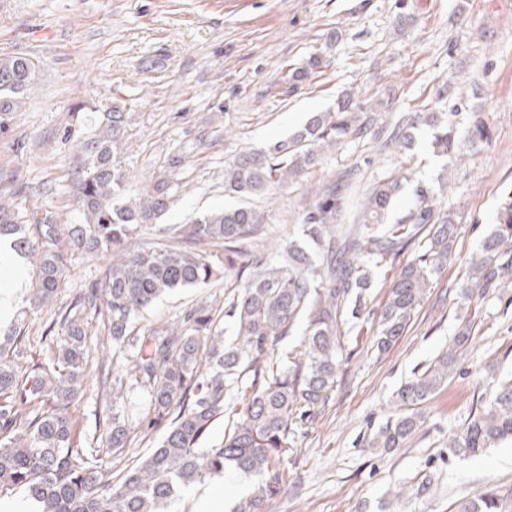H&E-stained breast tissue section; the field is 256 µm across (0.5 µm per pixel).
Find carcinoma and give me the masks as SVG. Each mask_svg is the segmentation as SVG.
Here are the masks:
<instances>
[{
  "label": "carcinoma",
  "mask_w": 512,
  "mask_h": 512,
  "mask_svg": "<svg viewBox=\"0 0 512 512\" xmlns=\"http://www.w3.org/2000/svg\"><path fill=\"white\" fill-rule=\"evenodd\" d=\"M288 73L289 87L320 68ZM37 63L25 55L0 57V130L18 111L36 79ZM432 132L434 152L453 157L455 139L487 138L482 121L459 131L446 112H412L399 125L398 149L415 145V130ZM122 112L112 109L106 131L77 147L87 158L76 179L83 223L68 234L46 216L0 201V238L18 253L37 257L32 306L56 302L74 251L112 253L99 284L58 311L41 363L20 361L21 350L0 342V497L22 493L33 512H162L164 504L191 486L229 468L260 478L240 512H262L281 490L280 464L292 452L297 421L315 414L331 398L345 350L346 327L366 309L375 271L415 241L381 304L377 345L386 350L406 329L448 265L458 225L438 209L433 188L419 184L413 205L393 224L381 219L407 176L373 183L353 224L341 223V194L325 188L301 216V237L270 254L251 252L264 234V212L246 204L208 212L166 228L170 244H132L135 230L155 223L167 209L165 183L140 203L125 199V174L118 160ZM367 126L351 111L350 98L314 112L294 133L263 149H247L224 167V192L249 199L308 173L325 154L349 143ZM428 234H423L424 228ZM224 251V271H237L238 292L224 298L233 338L214 326L216 310L196 307L180 323H162L137 338L133 319L162 294L205 288L217 276L208 250ZM496 288H512V196L500 206L496 224L481 242L459 284L460 309L478 307ZM100 318L112 348L127 352V365L99 367L102 390L112 389V429L106 436L120 456L141 445L149 431L164 428L151 451L132 459L117 475L103 468L98 437L77 441L72 408L82 393L87 366V317ZM302 336L303 350L273 363L285 338ZM458 363L456 349L440 355L397 390L396 409L370 439L371 447H400L418 428L419 405L448 382ZM239 396L241 416L219 441L207 446L210 430L224 416L226 400ZM132 397L140 412L117 411ZM512 438V380L499 383L484 409L468 417L448 441L449 454L468 458ZM457 512H512V491L490 488L464 499Z\"/></svg>",
  "instance_id": "1"
}]
</instances>
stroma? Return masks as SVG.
I'll return each instance as SVG.
<instances>
[{"mask_svg": "<svg viewBox=\"0 0 512 512\" xmlns=\"http://www.w3.org/2000/svg\"><path fill=\"white\" fill-rule=\"evenodd\" d=\"M25 54L38 63L24 103L0 131V191L23 209L62 228L81 223L73 184L85 166L76 144L104 122L112 106L125 114L121 165L131 201L166 179L169 208L137 235L163 246L165 227L233 207L224 167L240 150L258 149L300 127L311 113L335 108L341 93L370 120L371 131L297 181L275 187L254 204L266 214L269 247L300 234L311 189L347 176L344 219H352L371 185L399 167L410 175L390 211L398 218L417 183L434 188L458 232L448 266L401 336L386 350L376 343L378 311L405 262L387 261L370 290L371 311L353 322L345 340L336 390L299 422L281 466L280 493L264 512H457L462 499L487 489H512V441L482 455L448 456V438L496 385L512 377V297L496 293L474 313L460 348L458 371L425 402L418 430L391 451L368 447L393 411L397 389L447 351L463 318L457 283L498 208L512 194V0H0V56ZM320 73L287 90L288 69L310 56ZM408 112H453L459 127L480 113L491 136L456 143L457 162L437 156L428 131L400 154L383 148ZM18 287L0 337L24 325L26 352L40 358L38 338L48 317L31 307V266L5 251ZM108 254L77 255L59 294L70 301L99 281ZM224 283L182 288L139 314L153 327L197 305L224 304ZM73 412L82 434H105L112 399L99 394L95 374L84 378ZM426 494H417L421 482ZM257 483L239 472L206 481L171 512H197L218 494L222 512H237Z\"/></svg>", "mask_w": 512, "mask_h": 512, "instance_id": "1", "label": "stroma"}]
</instances>
